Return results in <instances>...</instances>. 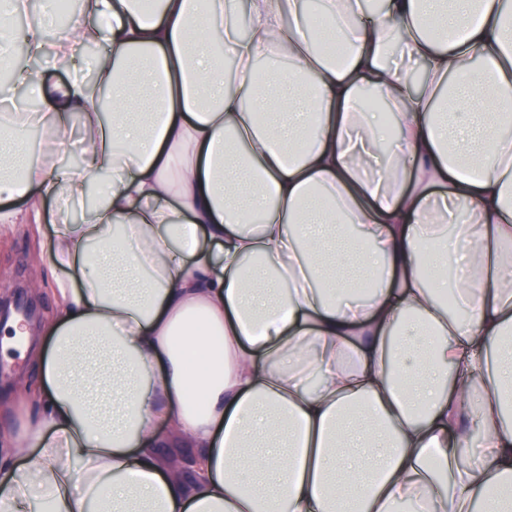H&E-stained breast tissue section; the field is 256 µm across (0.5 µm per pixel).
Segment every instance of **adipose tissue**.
Here are the masks:
<instances>
[{"instance_id":"obj_1","label":"adipose tissue","mask_w":512,"mask_h":512,"mask_svg":"<svg viewBox=\"0 0 512 512\" xmlns=\"http://www.w3.org/2000/svg\"><path fill=\"white\" fill-rule=\"evenodd\" d=\"M237 9L88 0L50 46L29 24L28 57L101 40L112 67L15 65L57 136L0 131V235L29 218L8 201L107 184L35 257L58 316L6 323L42 388L1 403L0 512H512V0H324L332 57L296 0H248V37ZM274 47L292 65L256 85Z\"/></svg>"}]
</instances>
